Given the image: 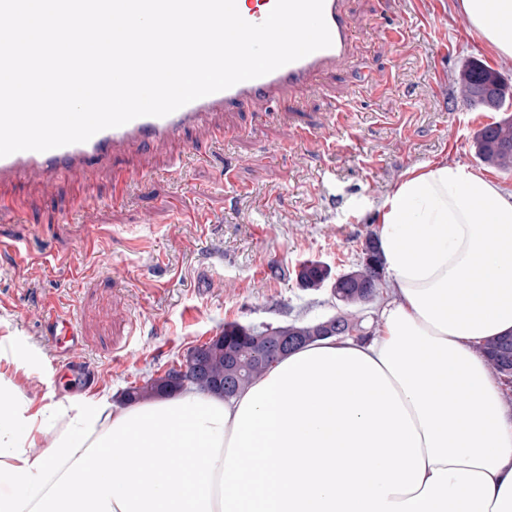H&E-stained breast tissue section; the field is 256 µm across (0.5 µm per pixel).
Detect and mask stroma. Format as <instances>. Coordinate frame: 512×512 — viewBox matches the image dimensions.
I'll return each instance as SVG.
<instances>
[{
  "label": "stroma",
  "mask_w": 512,
  "mask_h": 512,
  "mask_svg": "<svg viewBox=\"0 0 512 512\" xmlns=\"http://www.w3.org/2000/svg\"><path fill=\"white\" fill-rule=\"evenodd\" d=\"M454 2L348 0L351 58L273 116L256 104L227 118L224 139L189 131L197 155L160 146L147 177L124 180L131 160L120 155L90 185L73 173L49 193L33 178L1 190L0 372L38 400L123 393L225 324L335 314L329 289L301 288L299 267H356L407 170L453 161L512 183L475 154L476 132L500 113L464 105L456 83L479 59L512 84V59ZM398 17L404 38L385 40ZM52 318L77 328L70 358L89 376L62 364L46 334Z\"/></svg>",
  "instance_id": "stroma-1"
}]
</instances>
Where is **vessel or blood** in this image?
I'll list each match as a JSON object with an SVG mask.
<instances>
[{"mask_svg": "<svg viewBox=\"0 0 512 512\" xmlns=\"http://www.w3.org/2000/svg\"><path fill=\"white\" fill-rule=\"evenodd\" d=\"M324 16L332 38L329 48L315 51L265 76L197 99L164 117H140L123 126L102 130L84 143L0 157V188L28 175L49 191L60 176L74 171L91 183L109 167L113 156L181 139L189 130L207 123L212 126L213 138H223L226 129L215 124L216 116L255 103L274 107L286 102L288 97L305 94L319 75L335 69L349 55L353 47L352 30L344 0H324Z\"/></svg>", "mask_w": 512, "mask_h": 512, "instance_id": "vessel-or-blood-1", "label": "vessel or blood"}]
</instances>
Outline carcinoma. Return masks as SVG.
Listing matches in <instances>:
<instances>
[{
  "mask_svg": "<svg viewBox=\"0 0 512 512\" xmlns=\"http://www.w3.org/2000/svg\"><path fill=\"white\" fill-rule=\"evenodd\" d=\"M489 77L484 64L471 60L459 72L457 81L465 97H470L471 90L480 87ZM475 153L481 162L504 172H512V117L506 116L500 121L484 127L474 138ZM330 274L328 269L318 263H310L301 267L298 279L301 287L316 291L325 286ZM336 289L341 296L339 308L344 321L353 325L358 319L354 308L362 305V298L368 288V279L364 265L349 270L336 277ZM310 323L292 322L271 328V335L265 338L270 342L277 336H302ZM259 345L247 338L237 337V325L224 326L222 339L215 341L208 349L206 367L209 379L195 386L201 393L224 395V390L217 387V382L224 380L227 367L226 356L230 353L242 356L247 369L238 379L237 390L241 391L251 383L260 379L265 373L267 362L258 354ZM492 372L499 376L506 370L512 371V335L500 336L488 341L483 347ZM172 387L164 377H150L141 385H134L125 391L127 401H147L158 396L159 392Z\"/></svg>",
  "mask_w": 512,
  "mask_h": 512,
  "instance_id": "carcinoma-1",
  "label": "carcinoma"
}]
</instances>
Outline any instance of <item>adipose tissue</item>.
<instances>
[{"instance_id": "obj_1", "label": "adipose tissue", "mask_w": 512, "mask_h": 512, "mask_svg": "<svg viewBox=\"0 0 512 512\" xmlns=\"http://www.w3.org/2000/svg\"><path fill=\"white\" fill-rule=\"evenodd\" d=\"M460 8L512 59V0ZM379 214L374 336L309 343L233 398L62 405L0 376V512H512V398L479 350L512 332V188L435 164Z\"/></svg>"}]
</instances>
